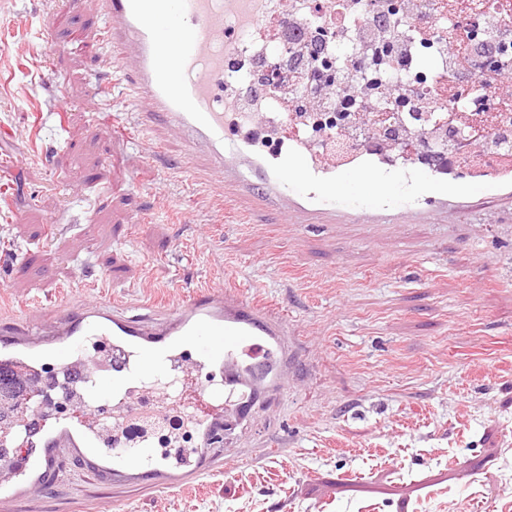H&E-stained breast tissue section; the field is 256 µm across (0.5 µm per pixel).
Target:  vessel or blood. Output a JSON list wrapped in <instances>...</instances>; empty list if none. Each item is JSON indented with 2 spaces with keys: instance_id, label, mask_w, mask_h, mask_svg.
I'll return each instance as SVG.
<instances>
[{
  "instance_id": "b4317fda",
  "label": "vessel or blood",
  "mask_w": 512,
  "mask_h": 512,
  "mask_svg": "<svg viewBox=\"0 0 512 512\" xmlns=\"http://www.w3.org/2000/svg\"><path fill=\"white\" fill-rule=\"evenodd\" d=\"M99 35L77 32L89 52L99 43L113 49L110 87L138 104L148 129L158 119L180 131L192 180L215 189L236 184L276 199L293 212L332 215L341 179L361 181L362 210L381 223H397L465 192L488 195L512 189L500 170L458 178L443 169L422 170L413 162L384 164L371 159L337 170L324 156L295 141L279 153L260 154L240 126L224 113V19L258 24L259 0H95ZM81 0L53 12L42 53L63 51L54 33L66 27ZM10 340L0 365L34 403L16 433L29 453L24 460H0V502L41 490L67 460L107 476L127 471L162 486L160 464L149 450L129 453L110 446L109 427L134 416L197 426L202 445L187 449L194 466L187 479L210 466L209 448L224 432L232 389L246 383L249 368H273L271 339L287 333L274 309L232 289H204L163 317L130 316L108 300L68 305L47 320L0 323Z\"/></svg>"
}]
</instances>
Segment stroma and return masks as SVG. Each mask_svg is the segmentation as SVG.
<instances>
[{
  "label": "stroma",
  "mask_w": 512,
  "mask_h": 512,
  "mask_svg": "<svg viewBox=\"0 0 512 512\" xmlns=\"http://www.w3.org/2000/svg\"><path fill=\"white\" fill-rule=\"evenodd\" d=\"M65 3L0 0V317L101 298L152 316L229 282L288 333L281 380L190 489L68 463L6 512H512V195L403 224L217 197L166 123L93 112L107 50L41 55Z\"/></svg>",
  "instance_id": "stroma-1"
}]
</instances>
